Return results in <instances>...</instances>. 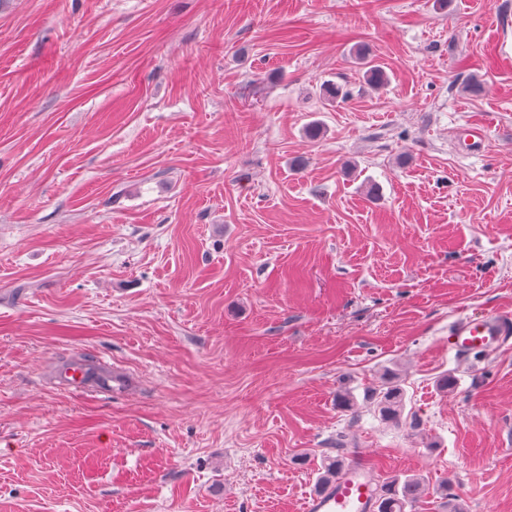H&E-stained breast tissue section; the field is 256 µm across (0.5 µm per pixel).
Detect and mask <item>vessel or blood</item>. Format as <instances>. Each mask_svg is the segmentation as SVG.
Here are the masks:
<instances>
[{
	"instance_id": "obj_1",
	"label": "vessel or blood",
	"mask_w": 512,
	"mask_h": 512,
	"mask_svg": "<svg viewBox=\"0 0 512 512\" xmlns=\"http://www.w3.org/2000/svg\"><path fill=\"white\" fill-rule=\"evenodd\" d=\"M512 335V313L490 312L466 316L452 325L449 345L462 353H481L500 346ZM60 379L65 386L85 388L87 381H95L102 388L125 390L129 378L120 367L110 370H91L74 360L62 367ZM376 480L373 472L359 456L348 455L335 480L317 493L306 497L303 512H375Z\"/></svg>"
}]
</instances>
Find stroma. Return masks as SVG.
Listing matches in <instances>:
<instances>
[{
	"mask_svg": "<svg viewBox=\"0 0 512 512\" xmlns=\"http://www.w3.org/2000/svg\"><path fill=\"white\" fill-rule=\"evenodd\" d=\"M490 311L512 0H0V512H302L341 448L512 512V339L448 346ZM390 371L417 426L366 397ZM356 57L363 65V68L366 69L364 79L369 86L379 89L387 83L388 77L386 72L381 67L368 61L366 50L363 47H359L356 50ZM60 379L68 388L84 389L89 379L102 388L112 391H123L127 388L129 378L127 372L121 367L112 366L111 370L92 371L87 365L74 360L62 367L59 372Z\"/></svg>",
	"mask_w": 512,
	"mask_h": 512,
	"instance_id": "obj_1",
	"label": "stroma"
}]
</instances>
